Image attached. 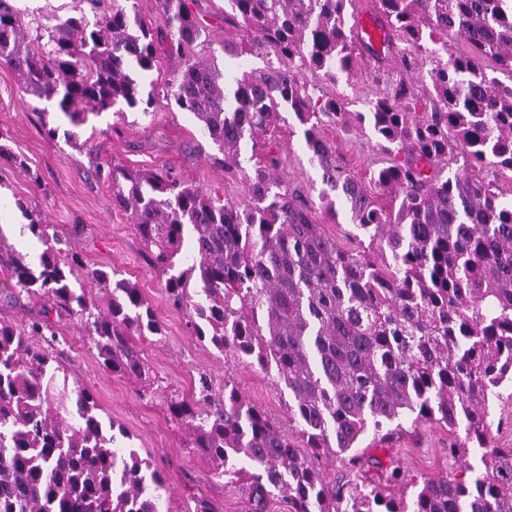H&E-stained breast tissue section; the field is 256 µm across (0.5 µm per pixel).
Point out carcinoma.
I'll return each instance as SVG.
<instances>
[{
	"label": "carcinoma",
	"instance_id": "obj_1",
	"mask_svg": "<svg viewBox=\"0 0 512 512\" xmlns=\"http://www.w3.org/2000/svg\"><path fill=\"white\" fill-rule=\"evenodd\" d=\"M227 2L247 36L225 54L274 55L260 76L233 78L231 96L224 72L193 55L207 26L188 0H157L149 23L133 4L87 0L93 19L54 24L25 22L0 0V64L74 126L119 104L149 114L159 94L201 123L222 154L213 163L239 173L246 209L167 171L118 166L107 174L112 204L129 213L189 334L275 372L309 447L345 453L407 414L450 430L463 422L466 437L448 446L457 468L398 502L377 487L346 498L326 486L280 425L228 383L216 392L200 377L190 399L170 400L171 421L216 476L246 478L249 512L279 497L289 512H512V448L489 451L491 474L473 484L462 462L468 444L488 447L490 403L512 383V201L495 174L512 173V0H373L385 56L348 25L351 0ZM366 52L397 75L356 113L386 157L370 181L398 201L395 212L320 133L344 124V103L313 95ZM162 56L183 66L146 91ZM424 68L430 84L407 79ZM282 108L336 193H322L328 208L342 201L369 246L345 250L325 234L280 174L277 139L242 166V145L267 135ZM28 229L46 245L36 267L0 235L12 297L42 301L25 325L0 320V512H159L157 471L119 446L123 429L34 343L55 335L51 314L66 313L105 370L151 393L133 337L162 334L154 310L114 268L87 272L95 295L72 288L83 262L70 238L37 218Z\"/></svg>",
	"mask_w": 512,
	"mask_h": 512
}]
</instances>
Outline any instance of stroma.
<instances>
[{"label":"stroma","mask_w":512,"mask_h":512,"mask_svg":"<svg viewBox=\"0 0 512 512\" xmlns=\"http://www.w3.org/2000/svg\"><path fill=\"white\" fill-rule=\"evenodd\" d=\"M191 8L208 24V43L201 57L214 60L232 77L263 70L264 55L233 58L225 54V41L242 38L243 31L236 19L225 17L224 0H193ZM379 89L372 61L363 58L350 80L337 83L334 91L346 111L359 112L364 100ZM48 125L60 126L61 136L47 138L44 128ZM68 129L75 133L69 142L63 137ZM322 134L336 145L342 163L359 179L368 180L371 170L383 166L384 156L369 130L353 123L323 127ZM276 136L283 146L285 180L300 186L314 204L325 233L342 246L352 247L350 215L341 206L332 214L326 210L320 199L324 189L320 174L307 161L303 128L293 113L283 112ZM0 143L25 161L20 167L0 159V231L5 232L7 242L16 241L11 225L29 224L34 217L53 225L71 238L82 256L83 266L76 269L75 279H84L86 270L92 268H118L139 284L162 327V335L139 342L159 385L155 394L143 396L132 381L103 369L76 319L63 318L55 325L58 359L70 380L88 389L103 418L122 426L129 435L128 447L160 474L162 512H195L198 496L210 500L216 512H247L242 482L216 477L209 460L185 448L168 413L170 397H191L203 374L218 391L225 382H234L251 403L293 434L295 444L305 450L325 482L339 485L343 494L376 485L393 498L408 499L424 479L454 467L448 455L453 435L447 426L429 421L415 424L407 416L400 420L401 430L387 441L370 433L363 436L352 453L359 459L354 467L348 465V456L335 449L308 447L296 425L288 421V391L283 383L258 365L219 354L189 335L182 314L168 303L164 276L154 268L128 214L113 206L111 186L96 178L92 166L169 168L183 180L247 204L239 176L212 163L217 148L192 114L160 97L152 114L108 112L73 128L60 121L56 112L32 111L13 71L0 65ZM396 467L407 480L394 486L386 478Z\"/></svg>","instance_id":"obj_1"}]
</instances>
